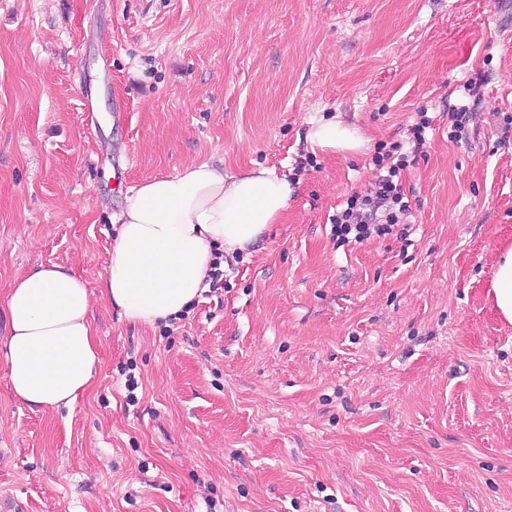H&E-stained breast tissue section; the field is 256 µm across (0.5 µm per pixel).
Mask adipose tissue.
<instances>
[{"instance_id":"1","label":"adipose tissue","mask_w":512,"mask_h":512,"mask_svg":"<svg viewBox=\"0 0 512 512\" xmlns=\"http://www.w3.org/2000/svg\"><path fill=\"white\" fill-rule=\"evenodd\" d=\"M293 188L274 170L230 173L203 162L129 189L112 215L116 237L101 294L127 321L151 324L198 297L213 254L233 257L287 214ZM0 347L13 396L45 410L72 407L100 364L90 291L72 270L42 265L6 296Z\"/></svg>"}]
</instances>
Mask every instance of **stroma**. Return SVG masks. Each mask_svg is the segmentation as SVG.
<instances>
[{
  "label": "stroma",
  "instance_id": "1",
  "mask_svg": "<svg viewBox=\"0 0 512 512\" xmlns=\"http://www.w3.org/2000/svg\"><path fill=\"white\" fill-rule=\"evenodd\" d=\"M479 82L467 141L447 112ZM126 104L112 119L115 99ZM435 119L408 240L337 246L378 142ZM512 0H0V301L62 264L101 364L73 408L0 365V500L25 512H512ZM363 140L312 151V124ZM317 166L297 171L307 153ZM261 165L288 216L174 322L99 294L124 192ZM139 382L126 403L127 375ZM495 306L500 314L512 322V248L499 260L492 282Z\"/></svg>",
  "mask_w": 512,
  "mask_h": 512
}]
</instances>
